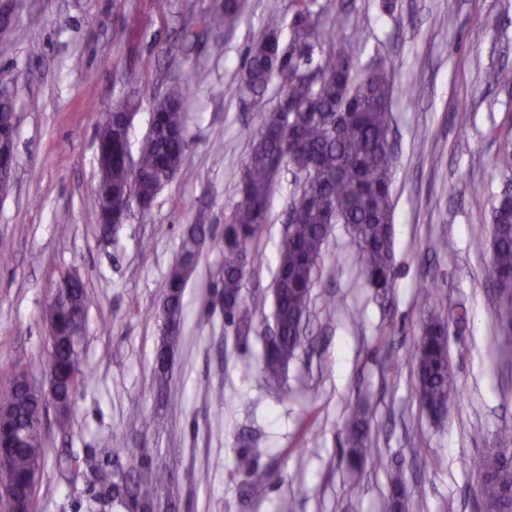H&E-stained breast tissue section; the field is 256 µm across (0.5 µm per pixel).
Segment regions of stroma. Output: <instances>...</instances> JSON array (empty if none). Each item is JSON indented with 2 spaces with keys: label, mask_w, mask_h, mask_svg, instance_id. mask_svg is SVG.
Here are the masks:
<instances>
[{
  "label": "stroma",
  "mask_w": 512,
  "mask_h": 512,
  "mask_svg": "<svg viewBox=\"0 0 512 512\" xmlns=\"http://www.w3.org/2000/svg\"><path fill=\"white\" fill-rule=\"evenodd\" d=\"M212 0H0V84L17 95L14 188L0 200V390L14 367L38 383L48 371L43 319L55 280L77 273L93 299L83 337L80 387L67 427L54 412L42 424L45 470L34 512H99L93 479L69 482L58 457L111 450L135 478L140 461L164 471L161 496L177 512H389L390 470L407 479L406 512H480L473 462L512 428V352L492 333L490 207L512 186L495 165L512 150V91L494 74L512 67V0H315L324 33L344 15L359 38L358 65L382 64L398 90L391 106L395 163V260L387 297L360 275L346 225H334L312 290L306 341L278 382L257 373L263 329L273 321L277 245L297 189L277 178L260 256L243 293L253 330L238 339L224 320L215 284L224 264V218L238 200L241 166L264 112L279 93L241 101L236 86L249 44L269 14L290 26L297 0H247L214 54L202 17ZM30 27L38 48L17 40ZM175 76L190 78L191 140L185 173L148 210L131 206L102 239L89 221L98 178L97 122L132 98L139 146L155 100ZM205 216L213 238L183 297V328L168 388L154 379L166 339L164 283L186 224ZM432 291L429 308L416 302ZM466 311L451 324L448 349L462 398L433 422L413 390L409 349L428 315ZM222 402H215V395ZM374 410L377 468L341 459L345 421L356 403ZM149 429H141V419ZM263 454L245 463V449ZM270 474L262 497L248 496L250 469Z\"/></svg>",
  "instance_id": "stroma-1"
}]
</instances>
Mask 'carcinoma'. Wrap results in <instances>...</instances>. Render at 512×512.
Wrapping results in <instances>:
<instances>
[{
    "instance_id": "1",
    "label": "carcinoma",
    "mask_w": 512,
    "mask_h": 512,
    "mask_svg": "<svg viewBox=\"0 0 512 512\" xmlns=\"http://www.w3.org/2000/svg\"><path fill=\"white\" fill-rule=\"evenodd\" d=\"M299 2L303 6L296 10L290 29L289 52H283L282 21L276 14L268 17L263 35L248 47L238 95H260L273 82L282 95L252 137L238 181L239 200L224 224L220 281L224 320L246 338L252 329V316L241 289L258 260L253 243L269 223L277 176L284 167L293 172L298 190L291 205L298 218L278 246L274 281L278 333L266 341L258 371L267 382L280 377L302 345L299 331L309 313L323 246L333 225L349 227L359 252L360 272L371 287L386 293L397 276L391 191L394 156L388 143L394 75L379 65L355 76L358 43L347 38L330 41L319 60H314L321 35L311 20L309 5L305 0ZM240 14L241 0H214L212 10L204 16V27L219 33L232 28ZM306 61L316 65L308 68ZM190 94L189 81H175L156 100L135 171L127 163L130 142L126 114L134 111L136 104L124 101L112 109L109 119L99 122L97 146L110 158L98 179L99 197L121 202L134 195L149 208L159 191L183 174L190 149L183 106ZM16 128L14 92L10 88L0 90V138L15 142ZM491 224L486 275L496 285L512 281V197L502 194L494 200ZM210 233L211 225L202 220L186 225L180 255L166 277L163 316L169 347L179 338L184 291ZM91 303L84 282L78 278L49 301L44 311L54 391L66 409L72 406L85 378L81 339ZM494 312L495 338L512 348V294H499L494 299ZM448 340L449 323L432 319L411 349L419 403L436 420L445 418L459 397ZM45 400V391L39 386L20 389L10 383L9 390L0 396L3 422L19 430L41 422ZM371 421L367 409L356 410L346 419L352 462L374 458L373 449L368 447ZM508 454L512 455V431L506 429L498 437L497 451L488 452L477 463L482 512H512V498L497 473L499 458ZM56 466L69 481L92 477L98 485L97 498L104 505L112 504L114 495L124 493L132 512H148L158 500L162 477L149 468L143 469L128 489L120 472L108 468L105 457L97 454L65 456ZM44 467L42 433L23 437L13 449L9 473L0 476V512L33 510L37 485L29 482V477L42 474ZM268 480L269 475L251 470L249 494L262 495ZM388 482L392 489L390 512H400L403 473L391 471Z\"/></svg>"
}]
</instances>
